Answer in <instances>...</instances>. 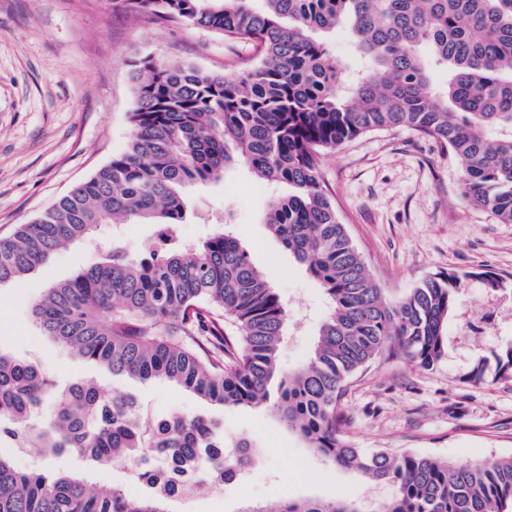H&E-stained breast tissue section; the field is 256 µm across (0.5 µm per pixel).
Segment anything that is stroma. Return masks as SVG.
Wrapping results in <instances>:
<instances>
[{
  "label": "stroma",
  "instance_id": "obj_1",
  "mask_svg": "<svg viewBox=\"0 0 512 512\" xmlns=\"http://www.w3.org/2000/svg\"><path fill=\"white\" fill-rule=\"evenodd\" d=\"M145 56L233 75L253 62L255 51L208 29L112 10L107 0H0V236L34 221L125 150L135 109L133 65ZM321 171L340 221L389 298L448 270L512 275V223L463 197L460 169L435 140L407 128L370 131L326 152ZM270 196L241 171L189 186L176 234L192 244L216 225H230L289 309L279 353L288 372L309 359L328 307L322 288L268 232ZM102 253L92 243L63 247L36 274L0 288V350L43 365L61 385L89 377L134 394L148 418L173 411L223 417L227 439L245 436L263 448L261 462L238 482L173 499L169 512H244L286 496H341L362 512H380L392 486L326 463L269 408L222 410L163 379L115 378L42 336L33 304L51 283ZM511 338L512 303L476 284L466 288L448 321V354L434 367L383 358L352 379L342 401L348 440L451 463L512 456V379L465 380L475 356ZM0 452L22 472L77 473L91 485L141 491L134 472L120 465L66 454L46 460L31 448Z\"/></svg>",
  "mask_w": 512,
  "mask_h": 512
}]
</instances>
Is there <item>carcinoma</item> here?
I'll use <instances>...</instances> for the list:
<instances>
[{"instance_id":"1","label":"carcinoma","mask_w":512,"mask_h":512,"mask_svg":"<svg viewBox=\"0 0 512 512\" xmlns=\"http://www.w3.org/2000/svg\"><path fill=\"white\" fill-rule=\"evenodd\" d=\"M109 0L224 33L260 60L234 76L146 57L133 73L127 149L34 222L0 238V288L43 268L105 224H153L147 258L112 245L103 260L56 283L32 308L46 336L112 377L164 379L216 407L268 403L327 463L389 483L383 512H512V457L451 463L414 451L367 452L345 436L340 401L378 358L429 369L447 354L448 318L465 288L512 298V275L450 271L389 301L321 184V156L369 131L406 127L457 159L463 193L512 223V0ZM346 27L368 68L356 77L319 32ZM446 69L439 89L430 65ZM245 168L288 187L269 232L319 282L328 312L308 362L285 374L288 308L226 225L185 245L173 231L184 190ZM512 378V339L477 356L466 380ZM51 400L54 414L34 419ZM44 448L133 469L143 492L91 488L73 474L20 473L0 455V512H165L183 490L242 478L260 449L224 443L208 414L146 422L135 396L89 378L56 386L38 364L0 352V445ZM256 512H359L354 503L285 500Z\"/></svg>"}]
</instances>
